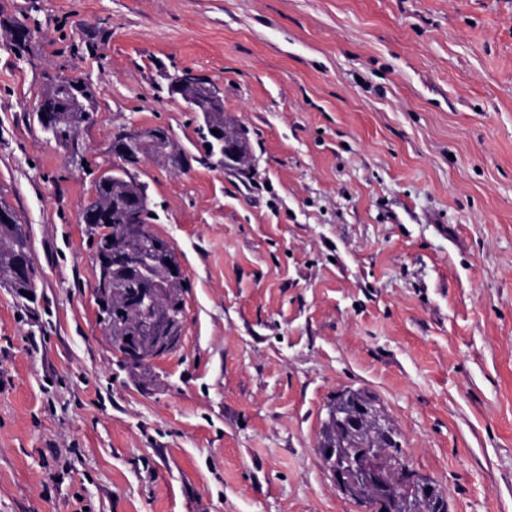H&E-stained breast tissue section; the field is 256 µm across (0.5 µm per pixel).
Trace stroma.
Instances as JSON below:
<instances>
[{
  "mask_svg": "<svg viewBox=\"0 0 512 512\" xmlns=\"http://www.w3.org/2000/svg\"><path fill=\"white\" fill-rule=\"evenodd\" d=\"M0 195L36 304L0 287V512H361L318 440L376 397L448 512H512V0H0ZM222 91L255 166H140L188 280L181 342L121 365L81 207L119 127L202 153L166 74ZM96 88L83 163L35 120ZM30 17L27 15H23L22 18L19 17H0V30L4 32L5 38L9 42V50L14 53V55L19 58H23L25 54L29 52L30 43L34 34V30L30 26L29 22ZM25 28L28 33V40L21 44H17L12 40L14 30L17 28Z\"/></svg>",
  "mask_w": 512,
  "mask_h": 512,
  "instance_id": "stroma-1",
  "label": "stroma"
}]
</instances>
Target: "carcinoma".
I'll return each instance as SVG.
<instances>
[{
    "mask_svg": "<svg viewBox=\"0 0 512 512\" xmlns=\"http://www.w3.org/2000/svg\"><path fill=\"white\" fill-rule=\"evenodd\" d=\"M20 27L27 30L28 37H33L29 16L0 17V30L9 40V50L22 58L29 52L30 42L12 41L14 30ZM94 98L92 84L80 75L47 77L36 113L41 132L68 149L72 156H80L83 146L79 135L90 124L86 115L95 112ZM43 113L50 116V121H44ZM199 119L206 131L207 158L222 165L228 160V149L237 153L248 151L244 133L225 121L224 113L203 112ZM214 129L219 134H213ZM126 136L124 127L113 135L112 147L125 149L120 154L121 164L95 180L82 212L91 216L87 228L93 238L96 260L94 302L98 316H112V352L121 362L128 363L127 337L138 336L137 366L143 367L162 356L153 339L158 333L156 318L167 317L175 330L183 329L187 279L174 247L167 240L157 236L153 245L139 234L141 228L150 231L149 224L154 218L146 185L139 181L137 169L145 159L168 150L185 166L190 163L186 149L178 146L163 128L157 129L150 140L128 143ZM22 255L30 256L29 236L15 210L0 199V284L9 285L19 297L28 300L34 280L18 277L15 270L16 260ZM105 258L112 260V267L103 264ZM109 273L112 292L101 293L99 288ZM159 286L164 288L163 296L153 309L146 311L134 301L132 289L146 294Z\"/></svg>",
    "mask_w": 512,
    "mask_h": 512,
    "instance_id": "obj_1",
    "label": "carcinoma"
}]
</instances>
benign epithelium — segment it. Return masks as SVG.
Segmentation results:
<instances>
[{
  "label": "benign epithelium",
  "instance_id": "benign-epithelium-1",
  "mask_svg": "<svg viewBox=\"0 0 512 512\" xmlns=\"http://www.w3.org/2000/svg\"><path fill=\"white\" fill-rule=\"evenodd\" d=\"M178 84L196 88L198 96L193 104L199 112H211L222 105L220 89L204 74L184 70ZM335 416L343 439L336 441V447L319 452L336 490L355 499L371 488L385 501L388 512H420L434 494L432 482L414 473L404 453L371 448L358 436L362 424L382 435L394 431L382 408L351 396L336 403Z\"/></svg>",
  "mask_w": 512,
  "mask_h": 512
}]
</instances>
